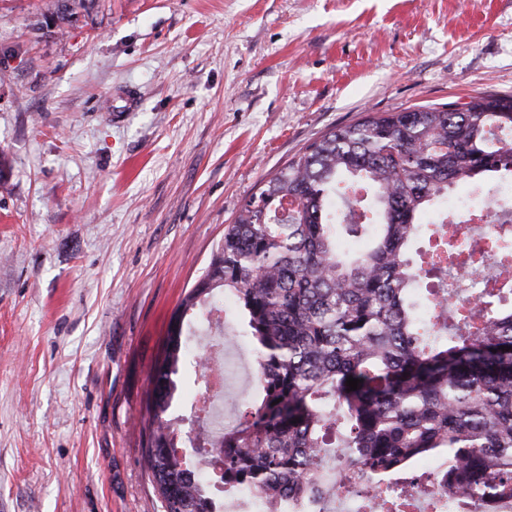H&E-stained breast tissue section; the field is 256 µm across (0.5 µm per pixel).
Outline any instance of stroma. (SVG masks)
Masks as SVG:
<instances>
[{"instance_id":"stroma-1","label":"stroma","mask_w":512,"mask_h":512,"mask_svg":"<svg viewBox=\"0 0 512 512\" xmlns=\"http://www.w3.org/2000/svg\"><path fill=\"white\" fill-rule=\"evenodd\" d=\"M56 6L0 0V512H164L146 393L225 225L331 128L512 93V0ZM242 330L227 306L228 423Z\"/></svg>"}]
</instances>
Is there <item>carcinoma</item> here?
I'll return each instance as SVG.
<instances>
[{
	"instance_id": "1",
	"label": "carcinoma",
	"mask_w": 512,
	"mask_h": 512,
	"mask_svg": "<svg viewBox=\"0 0 512 512\" xmlns=\"http://www.w3.org/2000/svg\"><path fill=\"white\" fill-rule=\"evenodd\" d=\"M505 130L512 94L369 112L309 144L224 227L204 287L179 306L232 297L256 358L258 395L239 422L197 439L224 493L251 485L300 512L338 448L371 490L437 459L455 509L512 500V272L467 309L465 275L451 274L466 241L434 222L475 184L512 206ZM345 236L362 245L342 248ZM481 239L491 269L512 265L511 227L485 226ZM191 357L188 338L167 336L147 392L142 459L165 512H216L169 413ZM350 376L361 383L349 392Z\"/></svg>"
}]
</instances>
